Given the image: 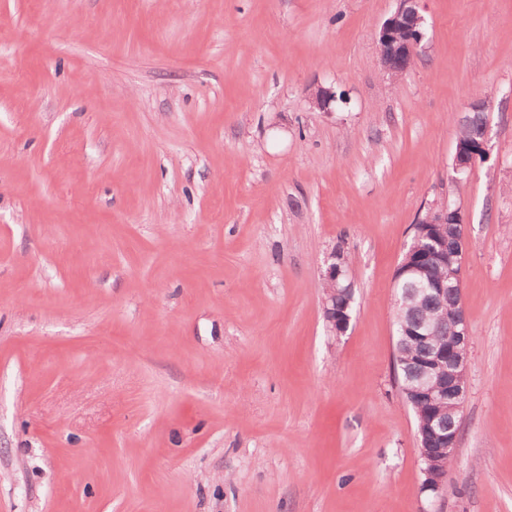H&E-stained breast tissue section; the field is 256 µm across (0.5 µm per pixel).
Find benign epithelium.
Returning <instances> with one entry per match:
<instances>
[{"mask_svg":"<svg viewBox=\"0 0 512 512\" xmlns=\"http://www.w3.org/2000/svg\"><path fill=\"white\" fill-rule=\"evenodd\" d=\"M423 16L418 9V0H396L394 12L384 21L378 32L377 42L381 49L380 60L388 71L404 75L413 66L423 39L420 26ZM488 125L480 127L474 143L475 150L468 151L461 147L455 149L452 169L461 174L472 168L476 159L487 153ZM425 227L428 231L429 244L420 256L418 263L411 267H397L394 283H399L406 273L418 274L423 265L429 263L451 262L458 268L456 279L452 282H421L419 289L435 295L448 292V289H462L465 255L467 249L466 226L458 209L449 204H436L430 207L425 216L418 220L413 228ZM322 279L332 288H349V272L343 267L336 251H331L325 260ZM349 305L336 306V295L323 300V313L330 329L336 334L347 332L351 315ZM446 319L453 325L454 335L448 337L447 343H433L430 353L421 360L423 375L417 384L405 386L402 391L423 403L430 410L448 408L459 414L466 398L469 380L468 365L471 346L469 322L464 304L448 310ZM438 442L453 454L458 448L460 433L442 429L437 417H432L426 434L418 444V456L426 463L422 470L424 491L439 497L448 482V468L436 457L435 449L429 447L427 439Z\"/></svg>","mask_w":512,"mask_h":512,"instance_id":"obj_1","label":"benign epithelium"}]
</instances>
